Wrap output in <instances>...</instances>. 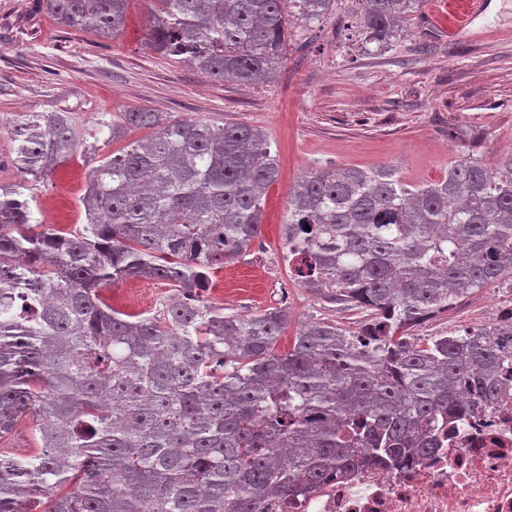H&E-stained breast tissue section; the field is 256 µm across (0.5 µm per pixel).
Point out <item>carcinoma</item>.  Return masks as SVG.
<instances>
[{
    "instance_id": "cac0c4a2",
    "label": "carcinoma",
    "mask_w": 512,
    "mask_h": 512,
    "mask_svg": "<svg viewBox=\"0 0 512 512\" xmlns=\"http://www.w3.org/2000/svg\"><path fill=\"white\" fill-rule=\"evenodd\" d=\"M148 48L207 78L248 85L285 61L292 19L335 0H147ZM385 44L418 0H361ZM57 22L112 40L128 0H42ZM86 224L34 217L33 186L83 146L62 112L12 127L21 180L0 185V512H263L337 473L396 463L512 387V321L426 339L408 329L494 282H512V160L466 157L411 187L383 167L326 166L288 197L285 259L312 293L368 311L355 332L288 311L251 317L202 299L208 272L261 236L279 169L263 129L136 109L96 132ZM131 278L169 288L132 314L102 290ZM38 432L17 455L24 417ZM37 436L32 420L26 417L17 425L6 443H8V447L13 448L15 453L25 454L29 448H33Z\"/></svg>"
}]
</instances>
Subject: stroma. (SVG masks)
<instances>
[{
	"label": "stroma",
	"instance_id": "35a3bbf8",
	"mask_svg": "<svg viewBox=\"0 0 512 512\" xmlns=\"http://www.w3.org/2000/svg\"><path fill=\"white\" fill-rule=\"evenodd\" d=\"M432 2L421 0L380 49L358 34L360 0H336L321 24L293 25L288 60L271 78L241 86L149 51L145 0H130L124 31L112 40L62 27L41 0H0V183L20 179L10 126L26 112L67 113L86 146L105 112L149 109L261 127L279 165L264 193L262 234L246 254L211 271L204 298L244 317L287 309L284 347L317 319L356 331L366 311L311 294L283 258L288 194L300 175L326 165L388 166L419 186L443 179L468 155L490 167L512 160V0H487L486 11L452 37L429 23ZM86 146L38 185L34 212L45 223H84L81 198L98 160ZM167 294L164 284L137 278L103 291L112 307L133 314L155 312ZM490 306L512 309V287L488 285L410 333L464 330Z\"/></svg>",
	"mask_w": 512,
	"mask_h": 512
}]
</instances>
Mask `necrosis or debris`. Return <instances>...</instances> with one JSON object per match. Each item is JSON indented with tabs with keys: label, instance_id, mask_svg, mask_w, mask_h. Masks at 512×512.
Segmentation results:
<instances>
[{
	"label": "necrosis or debris",
	"instance_id": "4bbe7bcc",
	"mask_svg": "<svg viewBox=\"0 0 512 512\" xmlns=\"http://www.w3.org/2000/svg\"><path fill=\"white\" fill-rule=\"evenodd\" d=\"M265 512H512V396L455 423L432 454L271 499Z\"/></svg>",
	"mask_w": 512,
	"mask_h": 512
}]
</instances>
